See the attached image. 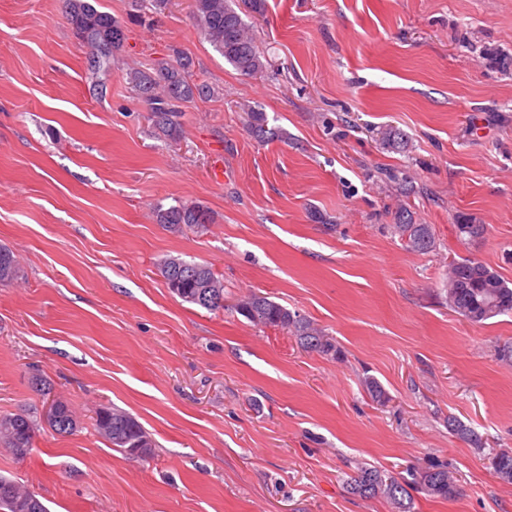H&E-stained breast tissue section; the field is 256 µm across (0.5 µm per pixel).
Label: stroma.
I'll return each mask as SVG.
<instances>
[{"mask_svg":"<svg viewBox=\"0 0 512 512\" xmlns=\"http://www.w3.org/2000/svg\"><path fill=\"white\" fill-rule=\"evenodd\" d=\"M254 30L273 67L245 76L200 39L190 0H169L128 21L99 95L63 0H0V245L21 269L0 286V413L36 423L25 458L0 445V475L49 512H392L348 494V476L442 464L458 495L417 493L413 512H512L488 463L512 450L498 356L512 314L473 324L447 298L459 258L512 281V0H267ZM172 45L220 94L185 108L167 142L125 72ZM249 106L278 138H254ZM387 125L405 152L380 148ZM179 201L215 224L155 222ZM403 207L435 250L394 233ZM462 222L485 232L459 239ZM170 256L213 264L222 311L169 291ZM251 292L324 329L340 357L253 326L234 310ZM41 379L74 434L44 422ZM112 405L152 434L151 459L94 431ZM452 416L482 448L449 433ZM155 220L173 233H183L191 230L195 233H204L210 224L215 223V215L207 207L194 201H179L167 208H156Z\"/></svg>","mask_w":512,"mask_h":512,"instance_id":"stroma-1","label":"stroma"}]
</instances>
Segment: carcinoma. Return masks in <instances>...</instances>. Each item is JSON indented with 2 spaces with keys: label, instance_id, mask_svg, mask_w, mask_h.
<instances>
[{
  "label": "carcinoma",
  "instance_id": "cac0c4a2",
  "mask_svg": "<svg viewBox=\"0 0 512 512\" xmlns=\"http://www.w3.org/2000/svg\"><path fill=\"white\" fill-rule=\"evenodd\" d=\"M97 0H65V12L75 38L87 47L88 70L94 74L106 72L112 60L122 51L125 42L126 21L95 5ZM169 0H130V16L159 13ZM266 0H195L192 10L197 28L215 51L235 70L245 76L262 73L271 67L269 59L259 50L253 27L247 18L263 16ZM127 79L137 94L149 106V121L154 136L165 141H176L183 135L182 108L197 100H209L219 94L211 84L195 78V61L187 52L177 48L143 68H132ZM248 127L259 140L274 135L268 128L266 113L248 108ZM381 142L388 151L402 152L407 146L406 135L389 127L380 132ZM394 233L405 242L408 250L419 253L436 248L431 225L417 224L406 211L395 214ZM155 220L173 233L189 229L204 233L215 223V215L207 207L194 201H179L167 208L155 210ZM160 273L167 288L182 301L207 311H220L224 306L215 299L224 298V278L214 271L212 264L186 261L170 257L160 264ZM19 262L13 251L0 246V285L18 278ZM448 306L474 324L506 314H512V285L482 262L462 258L452 262L448 273ZM236 311L251 323L287 332L306 352L332 358L339 354L335 339L315 324L267 296L251 293L235 305ZM60 419L51 425L60 434H70L78 428V421L70 406L58 401ZM104 414L93 422L94 429L115 450L129 455L128 448L140 437L149 438L144 456H154L156 443L141 423L130 413L116 408L97 410ZM448 430L461 439L481 447V440L470 427L455 417L448 418ZM35 423L22 413H0V444L16 457L24 458L33 448ZM492 468L497 477L512 483V451L499 450L492 458ZM422 476L431 480L423 492L435 498L453 499L458 492L456 478L448 467L429 466ZM9 488V499L0 497V512H22L33 504L38 512L47 507L37 495L18 482L0 476V489ZM348 492L361 499L381 498L395 512H413L412 491L419 489L416 480H399L376 466H360L346 480Z\"/></svg>",
  "mask_w": 512,
  "mask_h": 512
}]
</instances>
